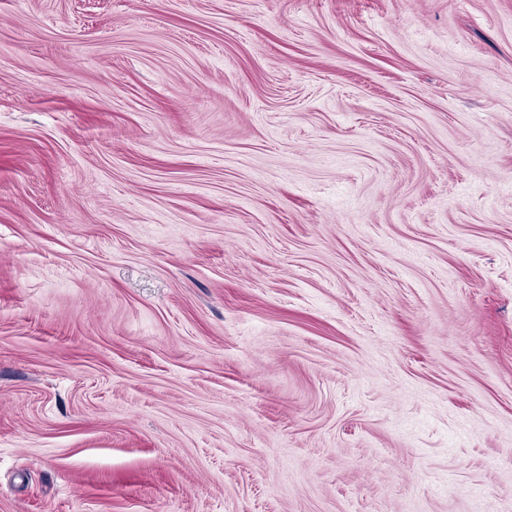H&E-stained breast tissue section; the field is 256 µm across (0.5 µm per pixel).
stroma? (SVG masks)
Instances as JSON below:
<instances>
[{
    "mask_svg": "<svg viewBox=\"0 0 512 512\" xmlns=\"http://www.w3.org/2000/svg\"><path fill=\"white\" fill-rule=\"evenodd\" d=\"M0 512H512V0H0Z\"/></svg>",
    "mask_w": 512,
    "mask_h": 512,
    "instance_id": "stroma-1",
    "label": "stroma"
}]
</instances>
